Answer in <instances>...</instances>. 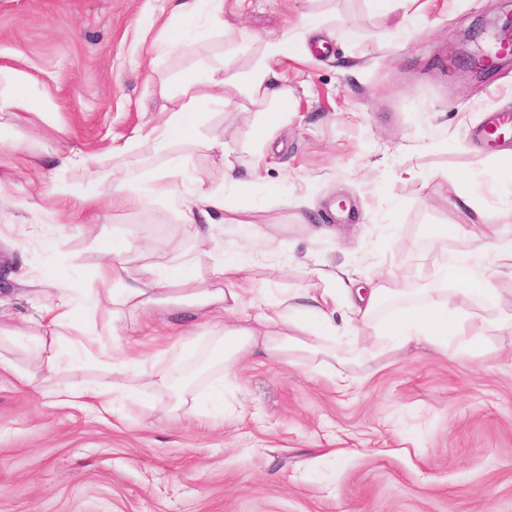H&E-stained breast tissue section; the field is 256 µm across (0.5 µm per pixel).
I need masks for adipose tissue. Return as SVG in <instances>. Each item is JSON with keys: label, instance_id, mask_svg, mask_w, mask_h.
Masks as SVG:
<instances>
[{"label": "adipose tissue", "instance_id": "ef3b65f1", "mask_svg": "<svg viewBox=\"0 0 512 512\" xmlns=\"http://www.w3.org/2000/svg\"><path fill=\"white\" fill-rule=\"evenodd\" d=\"M172 12L177 22L168 26L161 40L154 43L155 51L176 48L198 19L206 22L209 31L224 29V0H175ZM339 36V31L328 28L320 14L309 12L281 37L264 41L261 54L242 78L243 91L252 102L272 99L277 106L263 112L260 121L252 126L251 140H265L292 108L288 91L280 84L276 63L293 55L296 47ZM182 88L189 93L187 100L177 101L160 122L140 128L134 140L112 147V157L127 171V178L108 189L99 182L89 181L72 189V196L90 207L97 206L107 194L114 203L136 205L142 202L145 192L163 178L158 170L142 166L140 147L149 145L163 152L174 143L190 142L209 151L220 149L218 141L199 140L198 123L204 110L224 98L221 73L216 70L195 72L184 80ZM0 112L23 120L32 116L43 119L52 114L53 105L49 94L34 97L24 73L0 67ZM167 192L172 201L179 204L183 223L192 228L199 242L208 241L214 226L223 223V186L199 187L186 194L181 193L179 187L171 186ZM452 235L456 242V260L463 263L470 258L477 259L478 272L465 274V287L432 289L422 302L382 324L375 321V314L384 304L401 297L402 289L376 284L354 292L335 288L331 285L335 273L315 263L307 266L306 273L327 282V289L318 294L305 291L272 297L256 287L249 277L251 266L260 263L265 256L261 250L246 259L227 257L219 252L208 254L211 286L200 290L196 287L191 262L160 256L148 267V275L143 278L129 267L125 248L105 245L101 251L108 259L97 270L100 288L94 304L99 308L111 307L116 316L127 307L149 316L159 294L168 287L178 284L189 288L190 299L201 319L224 317L229 321L215 346V354L221 361L256 349L275 361L290 358L300 351L319 354L324 341L340 333L357 337L356 355L366 362L408 349L413 344L439 349L451 345L459 356H477L488 349L483 339L485 327L475 322L473 313L464 303L474 298L490 305L497 303V277L512 276V229L494 225L477 232L458 226ZM247 305L256 308V316L247 324H235V317ZM78 317L79 311L69 289H59L50 302L43 305L40 318L49 333L38 341L35 357L40 368L55 373L64 365L88 357V349L78 340L72 342L70 352H63L55 333L56 328L74 323ZM99 362L112 371V382L104 387L58 385L53 392L58 406L93 404L108 413L115 395H130L150 386L171 384L168 375L133 369L125 360L104 355Z\"/></svg>", "mask_w": 512, "mask_h": 512}]
</instances>
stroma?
<instances>
[{"instance_id": "stroma-1", "label": "stroma", "mask_w": 512, "mask_h": 512, "mask_svg": "<svg viewBox=\"0 0 512 512\" xmlns=\"http://www.w3.org/2000/svg\"><path fill=\"white\" fill-rule=\"evenodd\" d=\"M420 3L425 20L404 48L388 36L401 10L379 13L367 0H225L224 32L189 34L156 55L141 21L165 22L164 0H0V67L24 72L54 101L43 121L0 112L10 145L0 152V512H512V328L502 325L512 318L511 277L497 280V304L479 309L489 353L413 347L358 368L347 388L309 355L276 362L256 351L222 375L205 364L220 326L173 304L150 323L125 312L111 329L95 311L59 334L188 375L181 411L165 390L142 404L115 400L108 414L62 408L57 384L103 386L111 375L91 360L56 375L34 365L39 307L64 286L89 301L101 242L131 246L137 269L153 253H248L256 226L274 246L272 262L251 271L268 294L319 287L305 270L315 261L349 273L356 288L365 273L393 270L419 298L443 285L437 260L455 246L446 229L512 223L505 190L482 195L473 212L453 204L468 178L495 166L475 129L486 113L512 111V64L477 78L456 55L482 51L495 28L487 19L505 25L512 0ZM307 11L354 36L279 64L293 108L257 171L249 131L264 107L238 77L263 40ZM205 69L223 70L230 107L204 112L199 135L224 142V153L178 143L142 160L164 172L185 157L180 178L195 185L233 163L224 187L232 219L212 241L198 242L161 195L87 209L54 194L63 183L123 178L107 147L158 119L184 78ZM70 150L99 158L53 170ZM403 168L416 178L400 179ZM29 224L43 225V237L26 235ZM220 375L224 405L198 423L199 397Z\"/></svg>"}]
</instances>
